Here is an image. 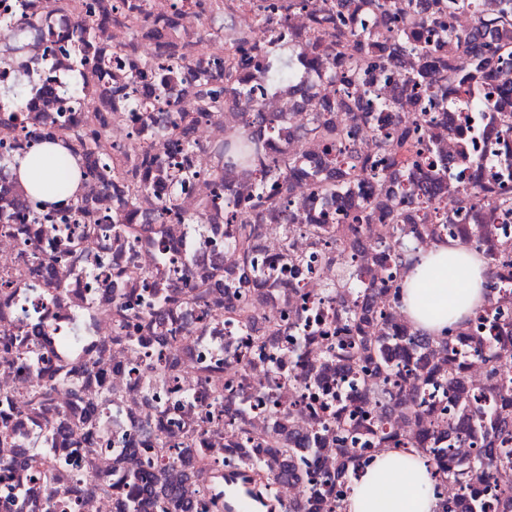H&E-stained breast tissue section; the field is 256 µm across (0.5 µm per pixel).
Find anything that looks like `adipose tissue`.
<instances>
[{"label":"adipose tissue","mask_w":512,"mask_h":512,"mask_svg":"<svg viewBox=\"0 0 512 512\" xmlns=\"http://www.w3.org/2000/svg\"><path fill=\"white\" fill-rule=\"evenodd\" d=\"M54 144L15 159L19 183L27 194L63 206L73 202L81 186L73 179L69 195L56 194ZM488 300V267L477 250L434 244L416 249L413 265L399 297L400 310L416 328L443 336L465 323ZM435 473L417 450L388 449L352 483L342 512H439L433 491Z\"/></svg>","instance_id":"adipose-tissue-1"}]
</instances>
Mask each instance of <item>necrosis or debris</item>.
Here are the masks:
<instances>
[{
  "mask_svg": "<svg viewBox=\"0 0 512 512\" xmlns=\"http://www.w3.org/2000/svg\"><path fill=\"white\" fill-rule=\"evenodd\" d=\"M320 13L341 32L336 48L312 34ZM392 26L375 0H0V88L21 79L29 91L0 116V340L19 358L0 363V512H121L149 448L177 454L162 487L220 504L241 476L238 449L311 435L319 477L337 448L371 455L383 427L411 441L466 401L478 421L434 447L465 461L512 438L488 376L512 359V120L496 95L512 61L484 71L479 95L470 57L453 84L424 91L410 82L418 55L351 39ZM242 46L256 69L239 68ZM161 72V103L141 105ZM212 91L219 105L201 109ZM316 111L363 159L354 176L325 165L306 131ZM249 112L283 123L276 137L253 128L262 160L300 158L325 190L290 182L285 213L254 215L252 168L221 152ZM48 131L88 168L78 202L55 209L28 199L9 165ZM186 140L192 151L175 153ZM175 164L189 180L156 192ZM295 214L302 223H285ZM445 240L483 252L491 291L442 342L388 287L411 267L406 250ZM353 314L378 359L366 374L334 357ZM41 379L50 394L37 405Z\"/></svg>",
  "mask_w": 512,
  "mask_h": 512,
  "instance_id": "1",
  "label": "necrosis or debris"
}]
</instances>
